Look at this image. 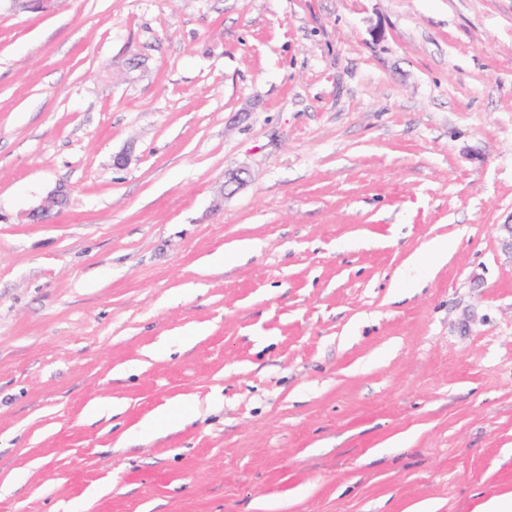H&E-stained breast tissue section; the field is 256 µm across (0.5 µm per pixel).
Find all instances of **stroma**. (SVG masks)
<instances>
[{
	"label": "stroma",
	"instance_id": "1",
	"mask_svg": "<svg viewBox=\"0 0 512 512\" xmlns=\"http://www.w3.org/2000/svg\"><path fill=\"white\" fill-rule=\"evenodd\" d=\"M506 494L512 0H0V512Z\"/></svg>",
	"mask_w": 512,
	"mask_h": 512
}]
</instances>
